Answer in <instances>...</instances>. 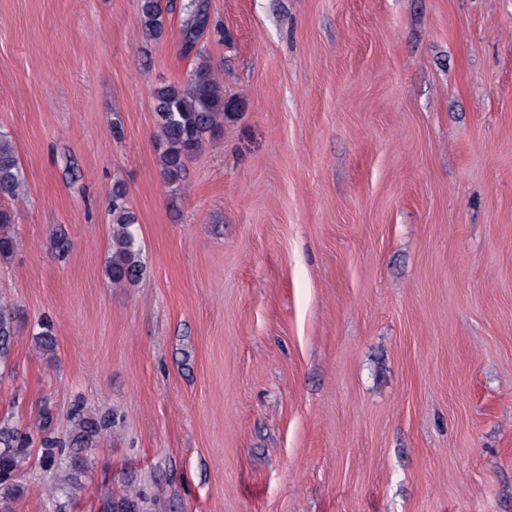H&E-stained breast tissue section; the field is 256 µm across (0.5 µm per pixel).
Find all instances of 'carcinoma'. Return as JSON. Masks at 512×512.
<instances>
[{
    "mask_svg": "<svg viewBox=\"0 0 512 512\" xmlns=\"http://www.w3.org/2000/svg\"><path fill=\"white\" fill-rule=\"evenodd\" d=\"M184 20L180 33L183 55L194 53L196 44L210 25L208 0H183ZM139 19L147 42L159 40L165 32V8L162 0H139ZM153 109L158 117L157 150L160 174L163 181L174 188L180 187L186 175V166L202 151L205 135H214L224 128V117L236 111L233 101L224 98V85L209 62L197 57L189 77L182 83H167L152 92ZM26 183L12 139L0 133V199H16L24 195ZM112 238L115 251L105 267L107 277L114 284L138 280L146 271L139 248V224L126 205L125 194L118 188L112 192ZM19 312L0 305V362H6L12 336L15 335ZM35 343L41 352L50 357L56 341L49 321L40 324ZM52 416L44 411L39 439L8 427L0 428V485L4 498L12 495L7 482L14 471L18 457L33 442L43 448L47 466L53 467L59 449H68L62 488L69 497L81 489L80 475L84 469L82 452L90 448L106 432L111 421L107 416L91 417L76 414L71 432L61 441L51 431Z\"/></svg>",
    "mask_w": 512,
    "mask_h": 512,
    "instance_id": "obj_1",
    "label": "carcinoma"
}]
</instances>
